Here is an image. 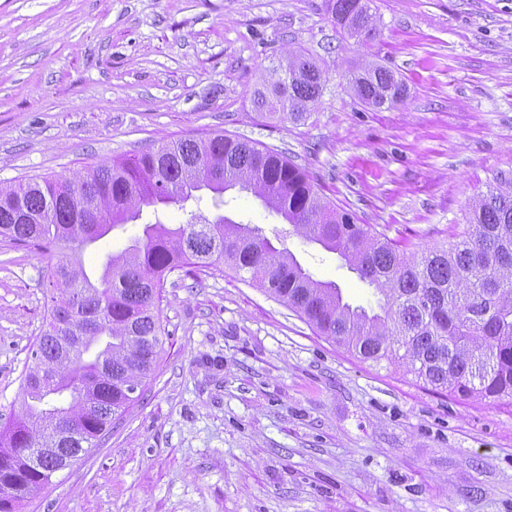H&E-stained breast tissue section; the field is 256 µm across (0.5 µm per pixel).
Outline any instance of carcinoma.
I'll use <instances>...</instances> for the list:
<instances>
[{"instance_id": "1", "label": "carcinoma", "mask_w": 512, "mask_h": 512, "mask_svg": "<svg viewBox=\"0 0 512 512\" xmlns=\"http://www.w3.org/2000/svg\"><path fill=\"white\" fill-rule=\"evenodd\" d=\"M369 2L336 0L340 30L375 39L380 21ZM276 73L256 90L257 110L270 120L307 118L326 86L321 68L300 50ZM350 84L374 109L396 107L408 94L382 65L355 71ZM494 180L470 203L456 241L419 256L337 210L282 152L222 134L102 163L74 182L43 177L0 186V236L42 251L59 247L47 270L57 294L23 379L24 410L0 426V512H16L63 456L79 457L125 412L160 354L162 292L176 270L225 265L364 361L402 367L461 398L512 399V175ZM235 188L338 254L380 295L378 310L344 301L334 282L314 278L255 225L223 214L192 213L178 226L160 221L164 209L184 212L204 192L218 208ZM146 208L155 221H144ZM138 220L142 235L107 254L99 274L88 272L83 248ZM36 445L47 449L39 472L27 463Z\"/></svg>"}]
</instances>
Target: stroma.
Masks as SVG:
<instances>
[{
  "instance_id": "obj_1",
  "label": "stroma",
  "mask_w": 512,
  "mask_h": 512,
  "mask_svg": "<svg viewBox=\"0 0 512 512\" xmlns=\"http://www.w3.org/2000/svg\"><path fill=\"white\" fill-rule=\"evenodd\" d=\"M333 0H0V185L216 134L285 153L320 195L420 252L512 172V0H373L379 36ZM303 49L327 77L307 119L253 92ZM379 64L404 104L359 102ZM258 225L347 301L373 287L248 193ZM48 253L0 237V424L22 412L46 330ZM163 350L138 398L19 512H512V400L452 397L365 362L231 270L169 274ZM371 0H336L334 19L340 30L350 36H364L362 41H371L380 33V21L371 13ZM350 84L358 99L373 109H390L402 104L407 85L392 70L382 65H368L351 75Z\"/></svg>"
}]
</instances>
